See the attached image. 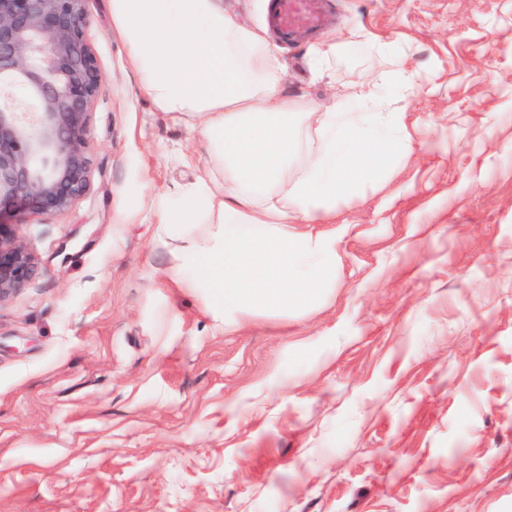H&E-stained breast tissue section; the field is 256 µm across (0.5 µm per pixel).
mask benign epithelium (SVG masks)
Returning a JSON list of instances; mask_svg holds the SVG:
<instances>
[{"label": "benign epithelium", "mask_w": 512, "mask_h": 512, "mask_svg": "<svg viewBox=\"0 0 512 512\" xmlns=\"http://www.w3.org/2000/svg\"><path fill=\"white\" fill-rule=\"evenodd\" d=\"M86 2L0 0V304L38 274L17 219L67 211L91 187L101 73Z\"/></svg>", "instance_id": "1"}]
</instances>
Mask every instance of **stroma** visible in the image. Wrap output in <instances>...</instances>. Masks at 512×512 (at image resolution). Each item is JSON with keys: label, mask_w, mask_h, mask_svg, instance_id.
Returning a JSON list of instances; mask_svg holds the SVG:
<instances>
[{"label": "stroma", "mask_w": 512, "mask_h": 512, "mask_svg": "<svg viewBox=\"0 0 512 512\" xmlns=\"http://www.w3.org/2000/svg\"><path fill=\"white\" fill-rule=\"evenodd\" d=\"M281 45L288 94L330 103L405 42L417 137L336 208V286L305 315L226 329L168 277L145 189L193 181L199 130L159 111L89 0L102 82L93 178L26 218L37 278L0 304V512H512V0H332Z\"/></svg>", "instance_id": "obj_1"}]
</instances>
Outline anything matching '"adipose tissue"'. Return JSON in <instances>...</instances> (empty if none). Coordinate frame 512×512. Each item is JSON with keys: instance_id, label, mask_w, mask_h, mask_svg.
<instances>
[{"instance_id": "ef3b65f1", "label": "adipose tissue", "mask_w": 512, "mask_h": 512, "mask_svg": "<svg viewBox=\"0 0 512 512\" xmlns=\"http://www.w3.org/2000/svg\"><path fill=\"white\" fill-rule=\"evenodd\" d=\"M111 12L156 108L206 140L194 181L154 205L160 237L178 243L169 276L203 292L227 326L313 310L336 278V238L311 225L330 223L412 148L403 104L418 83L402 45L360 27L310 45L316 76L359 45L392 68L359 73L325 108L284 93L277 46L224 0H111ZM304 128L320 146L300 161Z\"/></svg>"}]
</instances>
